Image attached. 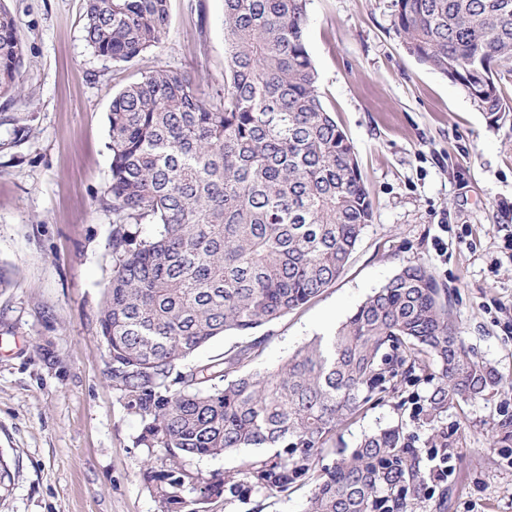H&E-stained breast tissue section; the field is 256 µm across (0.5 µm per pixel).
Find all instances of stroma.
Here are the masks:
<instances>
[{"instance_id":"1","label":"stroma","mask_w":512,"mask_h":512,"mask_svg":"<svg viewBox=\"0 0 512 512\" xmlns=\"http://www.w3.org/2000/svg\"><path fill=\"white\" fill-rule=\"evenodd\" d=\"M26 58L13 97H0V457L12 482L0 512H159L140 468L139 418L109 377L100 312L112 279L107 112L141 73L169 68L218 87L224 78V0H170L160 43L127 63L97 56L84 38L83 0H0ZM308 52L327 108L354 146L373 219L336 283L253 330L264 372L341 325L402 268L424 264L449 289L450 318L506 388L452 406L436 421L416 408L434 388L399 383L336 433L353 450L396 426L421 460L427 491L411 512H512V113L495 120L458 84L408 54L395 0H308ZM33 116L13 142L10 118ZM444 240L446 252L435 249ZM453 471L433 479V448ZM243 448L193 459L203 476L241 480ZM311 485L252 491L207 512H307Z\"/></svg>"}]
</instances>
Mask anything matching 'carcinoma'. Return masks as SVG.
Returning <instances> with one entry per match:
<instances>
[{
  "label": "carcinoma",
  "instance_id": "carcinoma-1",
  "mask_svg": "<svg viewBox=\"0 0 512 512\" xmlns=\"http://www.w3.org/2000/svg\"><path fill=\"white\" fill-rule=\"evenodd\" d=\"M307 0H224V88L158 68L119 90L107 115L113 270L100 326L112 387L139 417L136 445L157 456L143 479L162 512L252 490L288 491L316 468L336 428L416 371L438 375L431 418L504 386L469 350L441 289L407 266L332 334L265 373L263 340L188 369L217 336H241L307 304L345 270L372 202L353 145L325 106L306 45ZM169 0H86L85 40L128 62L155 47ZM407 52L460 84L488 114L506 111L497 68L512 63V0H396ZM24 51L0 2V95ZM151 224L141 241L125 224ZM272 448L243 461L248 485L205 478L188 461ZM420 460L388 427L318 471L307 512H408Z\"/></svg>",
  "mask_w": 512,
  "mask_h": 512
}]
</instances>
